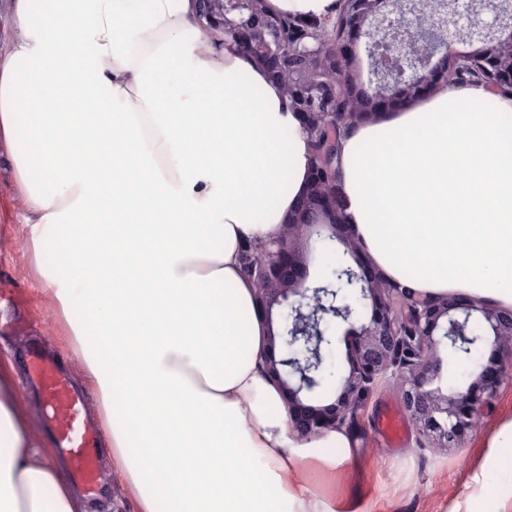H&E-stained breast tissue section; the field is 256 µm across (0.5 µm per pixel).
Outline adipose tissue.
Here are the masks:
<instances>
[{"label": "adipose tissue", "mask_w": 512, "mask_h": 512, "mask_svg": "<svg viewBox=\"0 0 512 512\" xmlns=\"http://www.w3.org/2000/svg\"><path fill=\"white\" fill-rule=\"evenodd\" d=\"M6 13L0 149L137 512H329L289 481L304 454L242 267L307 187L310 146L278 84L205 36L195 0ZM39 106L45 123L29 122ZM336 168L345 221L391 279L512 306V97L454 84L351 124ZM59 227L75 242L65 264L49 260ZM48 453L0 385V512H77Z\"/></svg>", "instance_id": "adipose-tissue-1"}]
</instances>
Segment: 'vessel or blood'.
Masks as SVG:
<instances>
[{"label":"vessel or blood","mask_w":512,"mask_h":512,"mask_svg":"<svg viewBox=\"0 0 512 512\" xmlns=\"http://www.w3.org/2000/svg\"><path fill=\"white\" fill-rule=\"evenodd\" d=\"M28 355L43 364L35 387L51 411L50 430L67 461L68 473L85 489H94L101 479L99 448L86 416L85 399L72 377L44 361L40 350L31 349ZM378 431L392 446H401L404 441V421L395 410H387L381 416Z\"/></svg>","instance_id":"b4317fda"}]
</instances>
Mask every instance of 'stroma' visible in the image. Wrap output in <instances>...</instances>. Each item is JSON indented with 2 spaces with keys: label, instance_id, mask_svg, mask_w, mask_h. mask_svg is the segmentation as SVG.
<instances>
[{
  "label": "stroma",
  "instance_id": "obj_1",
  "mask_svg": "<svg viewBox=\"0 0 512 512\" xmlns=\"http://www.w3.org/2000/svg\"><path fill=\"white\" fill-rule=\"evenodd\" d=\"M23 207L12 188L9 157L0 152V372L16 386L19 404L32 423H40L45 409L27 387L31 371L15 358L16 348L28 341L48 340L60 362L77 366L70 349L66 322L55 314L43 289L32 254L26 247L33 233L22 219ZM296 245L308 268L309 284L331 279L346 257L342 246L314 233ZM332 346L326 357L328 376L309 393L310 404L331 403L336 398V379L348 370L350 342L344 326H331ZM399 392L389 384L375 386L342 429L350 437L352 453L342 468L325 467L308 459L299 468L309 492L323 500L330 512H347L346 502L358 494L360 512H496V492L487 483L512 487V465L503 464L488 443L512 418V381L484 400L477 411V426L458 447L444 450L407 426V443L389 447L375 429L387 404H401ZM104 483L94 493H80L81 512H136L135 502L112 470L109 456H102Z\"/></svg>",
  "mask_w": 512,
  "mask_h": 512
}]
</instances>
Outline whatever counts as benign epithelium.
<instances>
[{"mask_svg": "<svg viewBox=\"0 0 512 512\" xmlns=\"http://www.w3.org/2000/svg\"><path fill=\"white\" fill-rule=\"evenodd\" d=\"M199 25L217 30L279 83L307 134L310 187L289 226L314 228L339 242L355 265L344 269L349 285L328 305L315 301L320 289L306 286V271L293 240L268 252L262 272L269 283L257 311L273 322L274 307H286L279 331L269 329L263 360L266 376L280 389L288 425L300 434L335 429L380 382L399 389L412 420L426 437L451 448L462 437L471 412L512 379V308L480 298L405 294L382 272L360 259L358 243L343 234L336 191V152L317 146L325 122L344 128L379 105L395 108L447 82L456 68L476 76L493 93L512 94V0H340L335 36L318 37L317 24L270 11L265 0H196ZM363 48L369 78L357 85L353 61L340 51ZM457 44L471 47L465 55ZM347 325L354 337L349 370L337 397L324 406L302 402L325 379L331 324ZM489 344L498 353L494 373L478 367L464 387L439 385L443 356L467 358Z\"/></svg>", "mask_w": 512, "mask_h": 512, "instance_id": "7a95c632", "label": "benign epithelium"}]
</instances>
